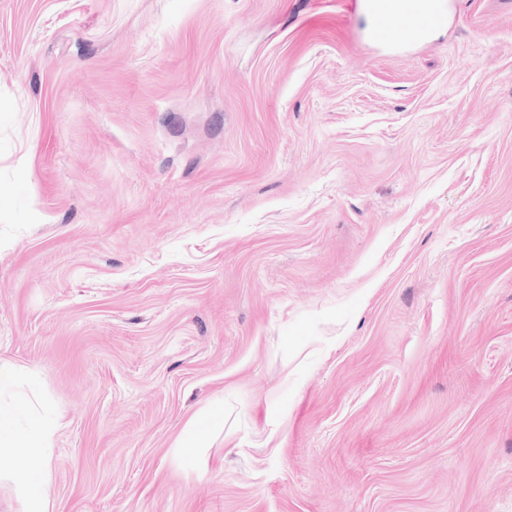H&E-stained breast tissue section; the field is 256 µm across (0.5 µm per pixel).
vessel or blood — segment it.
I'll return each mask as SVG.
<instances>
[{
    "label": "vessel or blood",
    "mask_w": 512,
    "mask_h": 512,
    "mask_svg": "<svg viewBox=\"0 0 512 512\" xmlns=\"http://www.w3.org/2000/svg\"><path fill=\"white\" fill-rule=\"evenodd\" d=\"M401 15L389 17L385 5H378L375 10L377 25L374 29L376 39L385 40L395 37L401 40L411 39L414 33H426L430 28L439 27L448 18L444 0H437L435 5H428L426 0H401Z\"/></svg>",
    "instance_id": "1"
}]
</instances>
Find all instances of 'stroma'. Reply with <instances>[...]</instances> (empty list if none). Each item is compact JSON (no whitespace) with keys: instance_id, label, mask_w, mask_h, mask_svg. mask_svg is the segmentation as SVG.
<instances>
[{"instance_id":"35a3bbf8","label":"stroma","mask_w":512,"mask_h":512,"mask_svg":"<svg viewBox=\"0 0 512 512\" xmlns=\"http://www.w3.org/2000/svg\"><path fill=\"white\" fill-rule=\"evenodd\" d=\"M446 2L0 0L48 512H512V0ZM375 1V2H373ZM384 0H371V4L378 7L374 10L377 17V26L374 28V37L385 40L395 37L401 40H410L415 31L424 35L430 28L439 27L447 22L448 13L443 0H438L433 7H427V0H401L402 16L389 18ZM221 418V413L215 410H209L191 418L181 438V448H201L198 445L205 438L211 424Z\"/></svg>"}]
</instances>
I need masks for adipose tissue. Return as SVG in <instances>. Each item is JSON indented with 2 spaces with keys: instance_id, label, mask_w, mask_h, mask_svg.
I'll use <instances>...</instances> for the list:
<instances>
[{
  "instance_id": "adipose-tissue-1",
  "label": "adipose tissue",
  "mask_w": 512,
  "mask_h": 512,
  "mask_svg": "<svg viewBox=\"0 0 512 512\" xmlns=\"http://www.w3.org/2000/svg\"><path fill=\"white\" fill-rule=\"evenodd\" d=\"M16 366L0 362V393L10 394L9 405H0V447L12 454L4 471L21 493L25 512H47L44 487L51 477L50 451L60 421L40 414L28 392L19 390Z\"/></svg>"
}]
</instances>
